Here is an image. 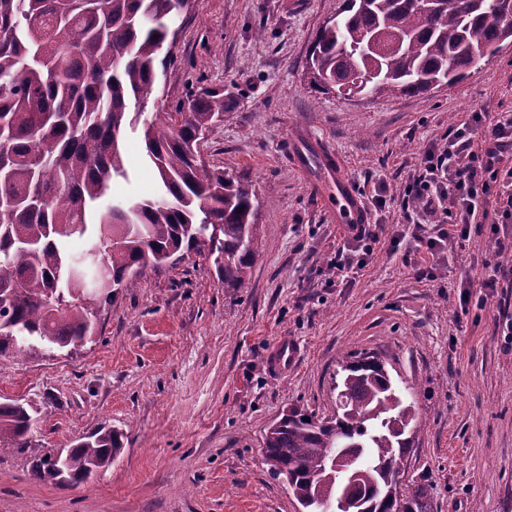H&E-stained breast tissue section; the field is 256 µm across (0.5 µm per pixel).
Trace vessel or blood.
<instances>
[{
  "instance_id": "b4317fda",
  "label": "vessel or blood",
  "mask_w": 512,
  "mask_h": 512,
  "mask_svg": "<svg viewBox=\"0 0 512 512\" xmlns=\"http://www.w3.org/2000/svg\"><path fill=\"white\" fill-rule=\"evenodd\" d=\"M300 160L312 159L326 170L331 177V188L327 200L336 210V221L340 224H362L366 213L362 200L342 172L339 158L331 151L322 148L317 141H310L309 149L300 153Z\"/></svg>"
}]
</instances>
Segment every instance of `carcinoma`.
<instances>
[{
    "label": "carcinoma",
    "instance_id": "obj_1",
    "mask_svg": "<svg viewBox=\"0 0 512 512\" xmlns=\"http://www.w3.org/2000/svg\"><path fill=\"white\" fill-rule=\"evenodd\" d=\"M182 0H0V357L37 344L64 349L94 333L100 313L141 271L189 253L213 259L240 288L256 259L258 199L201 157L224 120V91L202 88L165 119L139 120L130 101L151 94ZM512 44V0H344L318 29L311 81L369 97L423 94L456 83ZM368 82H357L362 75ZM141 128L162 185L155 199H109L127 178L122 137ZM84 240L81 253L69 248ZM100 252L106 275L88 259ZM336 416L291 410L265 433L272 472L305 512H335L344 493L336 457L361 473L350 512H431L426 487L400 493L419 417L383 362L341 367ZM34 424L23 404L0 403V439L22 449ZM124 433L101 426L31 474L68 487L112 465Z\"/></svg>",
    "mask_w": 512,
    "mask_h": 512
}]
</instances>
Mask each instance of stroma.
<instances>
[{
	"instance_id": "stroma-1",
	"label": "stroma",
	"mask_w": 512,
	"mask_h": 512,
	"mask_svg": "<svg viewBox=\"0 0 512 512\" xmlns=\"http://www.w3.org/2000/svg\"><path fill=\"white\" fill-rule=\"evenodd\" d=\"M342 3L192 0L175 19L173 58L144 115L223 89L224 120L201 152L255 191L256 261L240 288L224 287L203 256L146 269L78 350L0 357V402L29 405L34 418L27 448L0 441V512H303L271 474L264 434L292 406L334 414L336 371L365 352L412 390L420 415L402 491L426 485L433 512H512V341L502 333L512 287L495 289L485 308L461 309V280L481 284L487 236L472 235L429 281L390 252L387 234L431 143L470 113H512V44L425 95L325 93L312 87L307 60ZM309 137L341 159L364 205L386 187V231L348 283L327 284L323 273L346 229L325 205L323 176L292 154ZM123 155L129 177L115 182V197H157L140 132H127ZM282 339L298 359L277 376L265 357ZM104 425L123 429L124 448L90 482L32 478L34 457Z\"/></svg>"
}]
</instances>
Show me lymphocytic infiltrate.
Segmentation results:
<instances>
[{
  "instance_id": "lymphocytic-infiltrate-1",
  "label": "lymphocytic infiltrate",
  "mask_w": 512,
  "mask_h": 512,
  "mask_svg": "<svg viewBox=\"0 0 512 512\" xmlns=\"http://www.w3.org/2000/svg\"><path fill=\"white\" fill-rule=\"evenodd\" d=\"M511 144V113H472L447 142L426 148L419 173L403 189L406 213L391 234L390 250L414 247L420 254L415 261L420 278L433 279L435 264L445 261L450 249L465 246L472 231L488 230L494 257L483 262L485 293L473 296L470 281H463V305L474 298L486 303L505 275L497 258L512 236V163L504 151ZM378 241L372 224L352 225L329 260V271L342 281L362 270Z\"/></svg>"
}]
</instances>
